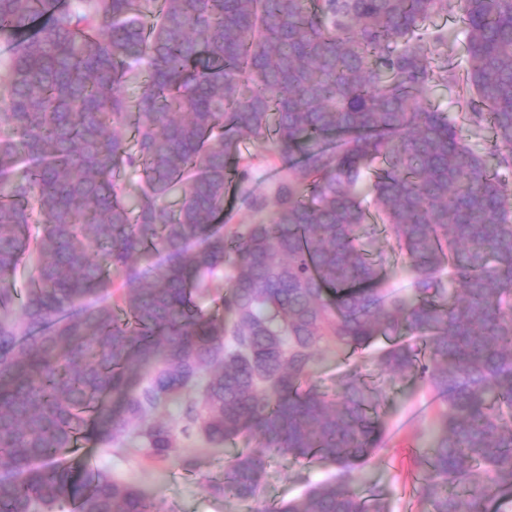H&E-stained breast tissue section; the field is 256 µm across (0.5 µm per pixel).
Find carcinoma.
<instances>
[{"instance_id": "obj_1", "label": "carcinoma", "mask_w": 512, "mask_h": 512, "mask_svg": "<svg viewBox=\"0 0 512 512\" xmlns=\"http://www.w3.org/2000/svg\"><path fill=\"white\" fill-rule=\"evenodd\" d=\"M448 3L0 0V512H155L59 458L89 430L154 461L182 436H255L204 478L212 495L259 499L273 452L336 472L272 512H389L354 489L383 444L380 390L356 369L306 384L325 352L380 337L388 380L441 402L426 512L512 492V0H456L461 28L427 26ZM439 87L464 123L424 105ZM466 126L489 129L496 169ZM245 138L279 164L272 204ZM366 186L407 289L361 235ZM230 191L255 218L241 231Z\"/></svg>"}]
</instances>
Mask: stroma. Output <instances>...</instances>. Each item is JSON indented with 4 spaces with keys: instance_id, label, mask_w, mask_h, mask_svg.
Listing matches in <instances>:
<instances>
[{
    "instance_id": "stroma-1",
    "label": "stroma",
    "mask_w": 512,
    "mask_h": 512,
    "mask_svg": "<svg viewBox=\"0 0 512 512\" xmlns=\"http://www.w3.org/2000/svg\"><path fill=\"white\" fill-rule=\"evenodd\" d=\"M364 230L374 238V255L382 261L391 281L399 287L407 286L405 260L390 232L377 220L366 224ZM385 345L381 338L354 356L327 352L314 367L310 381L331 392L346 372L356 368L371 386H382L384 372L378 355ZM382 388L380 413L385 444L364 464L365 476L355 490L362 497L383 494L391 512H424L418 494V454L432 431L439 402L432 392L409 377ZM83 446L90 451L94 465L110 468L115 477L139 486L153 497L159 512H266L268 507L298 498L304 491L297 479L301 464L273 454L268 458L262 500L238 502L211 495L204 486L203 475L220 474L230 458L242 450L244 443L240 440L214 450L198 439H185L178 456L165 461H153L138 454H106L91 440L84 441ZM187 457L195 459V471H185L183 460Z\"/></svg>"
}]
</instances>
